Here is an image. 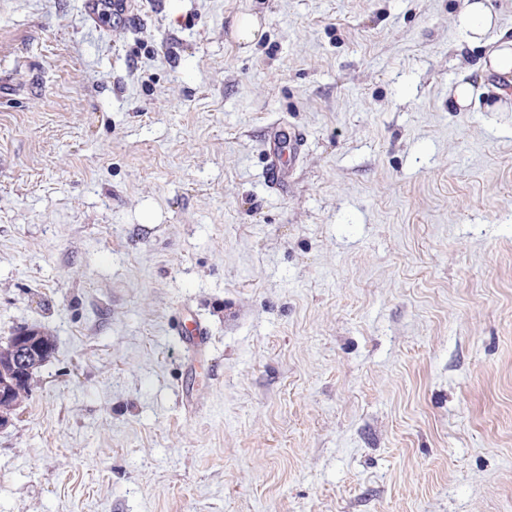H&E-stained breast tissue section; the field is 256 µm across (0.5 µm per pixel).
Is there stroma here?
Wrapping results in <instances>:
<instances>
[{
	"mask_svg": "<svg viewBox=\"0 0 512 512\" xmlns=\"http://www.w3.org/2000/svg\"><path fill=\"white\" fill-rule=\"evenodd\" d=\"M460 8L0 0V342L56 344L0 512H512V112L449 109ZM262 33L260 20L257 16L245 15L240 17L234 27L233 36L237 41L246 45L254 44ZM284 129L275 130L270 137L268 151L267 173L270 182L279 187H285L288 182L287 161L290 166L301 153L304 139L295 129L288 127V139L283 137ZM288 147V156L281 153L282 148Z\"/></svg>",
	"mask_w": 512,
	"mask_h": 512,
	"instance_id": "35a3bbf8",
	"label": "stroma"
}]
</instances>
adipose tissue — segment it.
Segmentation results:
<instances>
[{
  "instance_id": "1",
  "label": "adipose tissue",
  "mask_w": 512,
  "mask_h": 512,
  "mask_svg": "<svg viewBox=\"0 0 512 512\" xmlns=\"http://www.w3.org/2000/svg\"><path fill=\"white\" fill-rule=\"evenodd\" d=\"M460 19L466 26L468 42L488 48L476 64L481 77L512 75V33L498 29L487 0H463Z\"/></svg>"
}]
</instances>
